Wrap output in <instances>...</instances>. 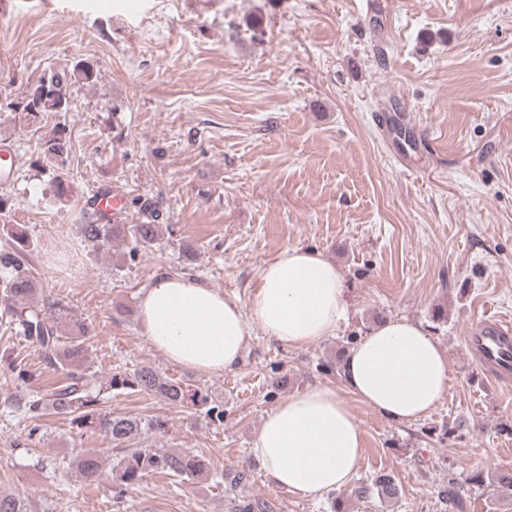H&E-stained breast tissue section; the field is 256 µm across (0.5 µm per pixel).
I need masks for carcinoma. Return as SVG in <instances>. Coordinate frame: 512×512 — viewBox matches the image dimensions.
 <instances>
[{"label": "carcinoma", "mask_w": 512, "mask_h": 512, "mask_svg": "<svg viewBox=\"0 0 512 512\" xmlns=\"http://www.w3.org/2000/svg\"><path fill=\"white\" fill-rule=\"evenodd\" d=\"M97 79L93 64L81 60L71 71L55 73L28 88L21 98L0 103V112H20L34 123L48 114L69 111L71 88L78 82L92 83ZM71 150L66 125L58 124L44 141L42 161L54 171L55 195L68 197L69 185L64 179L66 161ZM140 211L143 224H112L95 210L85 213L79 232L88 245L96 250H112L131 240L130 252L149 247L156 239L161 215L145 204ZM10 247L0 249V300L4 302L0 324L29 341L40 353L46 365L61 375L54 386L42 384L43 371L28 367L14 359L1 356L0 364L20 381L22 394L8 397L5 403L24 413L29 419L55 412L67 417L79 429L99 431L117 445L131 441L141 430V421L127 416H114L102 408V395L114 391L146 393L161 397L176 407H200L207 397L198 390L183 385L152 366H141L130 372H116L99 378L87 360L88 341L94 335L92 324L70 320L69 309L58 301L42 299L38 283L27 267L31 243L26 230L18 225L7 227ZM70 321L69 335L61 334L59 324ZM83 479L94 482L102 474V462L94 451H86L75 460ZM208 460L188 449L129 448L117 463L115 472L121 484L138 483L148 473L157 472L190 480L209 472ZM362 497L377 495L381 501H393L399 487L389 473L377 474L373 482L358 489ZM448 512H463L464 502L453 477L438 490Z\"/></svg>", "instance_id": "1"}]
</instances>
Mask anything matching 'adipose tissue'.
Segmentation results:
<instances>
[{"instance_id":"obj_1","label":"adipose tissue","mask_w":512,"mask_h":512,"mask_svg":"<svg viewBox=\"0 0 512 512\" xmlns=\"http://www.w3.org/2000/svg\"><path fill=\"white\" fill-rule=\"evenodd\" d=\"M343 271L319 250L289 246L266 262L247 303L182 277L145 288L139 321L170 362L212 375L233 370L254 331L288 347L336 335L348 319ZM342 387L315 384L264 417L250 454L289 494L319 497L347 487L362 455L355 398L395 423L426 418L448 392V356L427 329L405 318L367 329L345 353Z\"/></svg>"}]
</instances>
